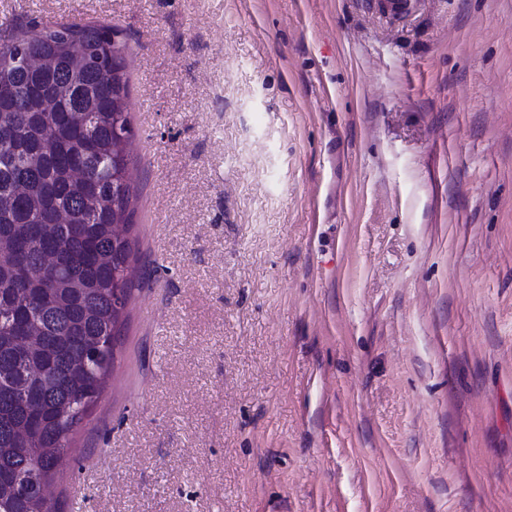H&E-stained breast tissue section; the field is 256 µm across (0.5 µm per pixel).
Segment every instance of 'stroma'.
I'll return each instance as SVG.
<instances>
[{
    "mask_svg": "<svg viewBox=\"0 0 512 512\" xmlns=\"http://www.w3.org/2000/svg\"><path fill=\"white\" fill-rule=\"evenodd\" d=\"M73 19L142 277L59 512H512V0H0Z\"/></svg>",
    "mask_w": 512,
    "mask_h": 512,
    "instance_id": "1",
    "label": "stroma"
}]
</instances>
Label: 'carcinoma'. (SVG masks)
I'll list each match as a JSON object with an SVG mask.
<instances>
[{
	"instance_id": "cac0c4a2",
	"label": "carcinoma",
	"mask_w": 512,
	"mask_h": 512,
	"mask_svg": "<svg viewBox=\"0 0 512 512\" xmlns=\"http://www.w3.org/2000/svg\"><path fill=\"white\" fill-rule=\"evenodd\" d=\"M110 23H45L15 29L0 43H19L31 65L0 58V512H56L40 486L101 393L116 357L115 299L129 300L131 241L112 235L126 223L130 186L125 140L131 136L129 73L114 63L128 48ZM81 44L88 60L67 63ZM67 90L58 106L43 102ZM53 267L40 278L24 276ZM43 351L21 353L25 330ZM44 465L36 470L33 457Z\"/></svg>"
}]
</instances>
